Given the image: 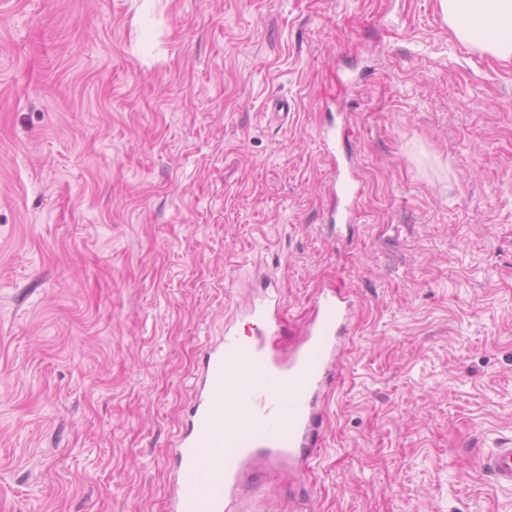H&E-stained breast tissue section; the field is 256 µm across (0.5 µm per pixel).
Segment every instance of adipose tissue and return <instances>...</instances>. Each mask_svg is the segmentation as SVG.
I'll list each match as a JSON object with an SVG mask.
<instances>
[{"mask_svg": "<svg viewBox=\"0 0 512 512\" xmlns=\"http://www.w3.org/2000/svg\"><path fill=\"white\" fill-rule=\"evenodd\" d=\"M443 18L463 42L512 57V0H439Z\"/></svg>", "mask_w": 512, "mask_h": 512, "instance_id": "obj_1", "label": "adipose tissue"}]
</instances>
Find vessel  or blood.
I'll use <instances>...</instances> for the list:
<instances>
[{"label":"vessel or blood","instance_id":"1","mask_svg":"<svg viewBox=\"0 0 512 512\" xmlns=\"http://www.w3.org/2000/svg\"><path fill=\"white\" fill-rule=\"evenodd\" d=\"M330 189L338 206L327 224L352 222L360 187L334 172ZM267 287L268 294L245 310L247 331L226 323L223 337L203 350L187 421L174 442L169 512H227L230 499L259 475L261 465L300 460L322 445L319 400L339 376L354 317L351 293L341 278L319 289L310 299L300 344L280 358L268 352L266 338L282 330V297L275 279ZM244 353L257 367L234 392L252 433L248 439L226 427L216 396L232 375L231 363ZM480 465L497 484L512 486L511 446L486 453Z\"/></svg>","mask_w":512,"mask_h":512}]
</instances>
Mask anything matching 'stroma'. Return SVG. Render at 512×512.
I'll return each mask as SVG.
<instances>
[{"instance_id":"obj_1","label":"stroma","mask_w":512,"mask_h":512,"mask_svg":"<svg viewBox=\"0 0 512 512\" xmlns=\"http://www.w3.org/2000/svg\"><path fill=\"white\" fill-rule=\"evenodd\" d=\"M267 273L270 353L339 276L352 331L324 447L229 512H512L480 468L512 439V59L438 0H0V512H167L201 350ZM336 139V129L333 127L323 128L319 132V141L323 152L333 162L336 160V173L333 171L330 175V189L337 202L341 204L340 209L337 206L328 213L326 223L334 228H340L343 224H336L337 221L350 223L354 220L355 205L361 189L352 182L349 176H341L336 156Z\"/></svg>"}]
</instances>
